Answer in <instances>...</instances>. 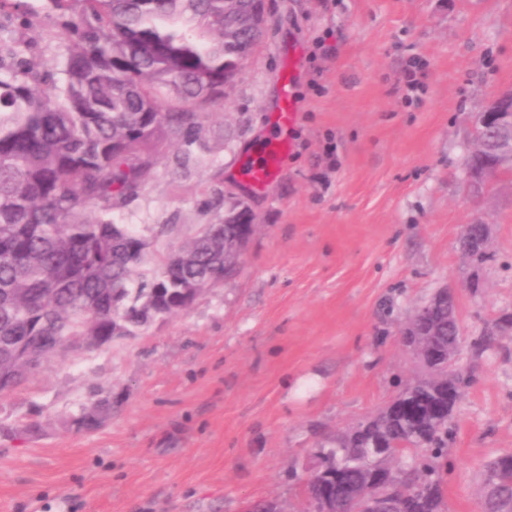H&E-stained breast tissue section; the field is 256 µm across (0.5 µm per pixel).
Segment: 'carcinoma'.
<instances>
[{
	"mask_svg": "<svg viewBox=\"0 0 512 512\" xmlns=\"http://www.w3.org/2000/svg\"><path fill=\"white\" fill-rule=\"evenodd\" d=\"M70 14L65 80L0 44V350L22 344L47 357L65 336L111 342L135 336L182 304L172 284L208 288L234 276L235 231L204 224L217 241L190 265L161 258L140 272L147 236L112 223L136 197L174 137L189 148L206 109L232 86L261 39L248 0H52ZM456 300L434 303L435 357L388 405L329 440L305 479L306 512H448L442 460L471 370L448 366L463 351ZM23 374H7L0 394ZM483 512H512V452L485 464Z\"/></svg>",
	"mask_w": 512,
	"mask_h": 512,
	"instance_id": "obj_1",
	"label": "carcinoma"
}]
</instances>
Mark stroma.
<instances>
[{"label":"stroma","instance_id":"1","mask_svg":"<svg viewBox=\"0 0 512 512\" xmlns=\"http://www.w3.org/2000/svg\"><path fill=\"white\" fill-rule=\"evenodd\" d=\"M0 38L42 70L70 50L48 0ZM262 40L209 108L189 161L167 154L112 220L144 233L148 262L230 204L257 231L235 277L139 335L44 359L0 396V512H302L314 454L386 406L420 372L400 330L454 289L474 377L443 460L450 512H481L482 466L512 452V176L480 199L462 182L489 102L512 90V0H265ZM293 149L265 188L239 165L278 135V77L292 57ZM420 89L406 98L404 67ZM489 225L470 263L461 228ZM91 430L73 419L101 399Z\"/></svg>","mask_w":512,"mask_h":512}]
</instances>
